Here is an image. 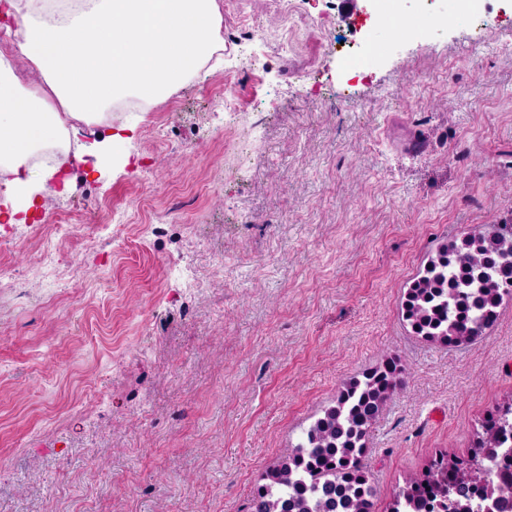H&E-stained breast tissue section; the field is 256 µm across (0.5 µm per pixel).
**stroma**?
<instances>
[{"mask_svg":"<svg viewBox=\"0 0 512 512\" xmlns=\"http://www.w3.org/2000/svg\"><path fill=\"white\" fill-rule=\"evenodd\" d=\"M223 55L148 105L123 167L0 235V512H246L354 377L400 356L365 440L387 512L512 397V298L451 349L399 313L427 256L512 225V0L356 78L372 0H217ZM397 42V41H396ZM51 252L54 264L25 265ZM197 271L186 287L177 272ZM53 300V309L42 306Z\"/></svg>","mask_w":512,"mask_h":512,"instance_id":"obj_1","label":"stroma"}]
</instances>
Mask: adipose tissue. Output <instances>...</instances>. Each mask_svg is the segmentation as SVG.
<instances>
[{
  "label": "adipose tissue",
  "instance_id": "obj_1",
  "mask_svg": "<svg viewBox=\"0 0 512 512\" xmlns=\"http://www.w3.org/2000/svg\"><path fill=\"white\" fill-rule=\"evenodd\" d=\"M0 26L19 37L0 52L1 224L33 221L70 169L122 162L136 123L112 104L165 96L222 47L217 0H0Z\"/></svg>",
  "mask_w": 512,
  "mask_h": 512
}]
</instances>
